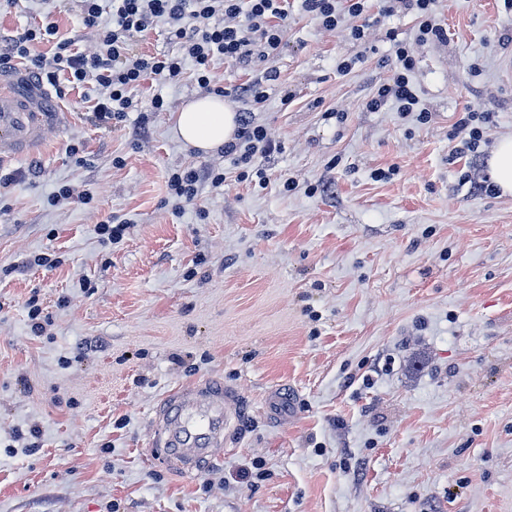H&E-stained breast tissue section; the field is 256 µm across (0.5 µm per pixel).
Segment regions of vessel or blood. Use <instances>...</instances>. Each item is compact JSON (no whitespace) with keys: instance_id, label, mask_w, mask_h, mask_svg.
I'll return each mask as SVG.
<instances>
[{"instance_id":"vessel-or-blood-1","label":"vessel or blood","mask_w":512,"mask_h":512,"mask_svg":"<svg viewBox=\"0 0 512 512\" xmlns=\"http://www.w3.org/2000/svg\"><path fill=\"white\" fill-rule=\"evenodd\" d=\"M66 117L50 90L28 71H0V159H18L45 145L48 130ZM239 413V399L222 379L173 389L152 412L151 460L181 478H197L223 459Z\"/></svg>"}]
</instances>
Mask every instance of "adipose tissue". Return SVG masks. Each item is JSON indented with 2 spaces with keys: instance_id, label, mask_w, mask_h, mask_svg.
<instances>
[{
  "instance_id": "obj_1",
  "label": "adipose tissue",
  "mask_w": 512,
  "mask_h": 512,
  "mask_svg": "<svg viewBox=\"0 0 512 512\" xmlns=\"http://www.w3.org/2000/svg\"><path fill=\"white\" fill-rule=\"evenodd\" d=\"M173 120L178 138L201 151L214 150L233 141L238 129L236 112L217 95L194 98L175 113Z\"/></svg>"
}]
</instances>
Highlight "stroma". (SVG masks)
I'll return each instance as SVG.
<instances>
[{"label": "stroma", "instance_id": "1", "mask_svg": "<svg viewBox=\"0 0 512 512\" xmlns=\"http://www.w3.org/2000/svg\"><path fill=\"white\" fill-rule=\"evenodd\" d=\"M289 2L277 80L232 104L279 146L265 184L176 137L188 72L148 76V117L115 125L95 120L94 83L65 88L67 122L0 162L17 175L0 193V512H512V196L481 188L512 135V10L437 0L448 38L424 44L372 0L359 43L356 18L327 29ZM49 21L94 51L77 0H0L2 36ZM398 42L429 123L366 108ZM467 107L492 115L477 154L450 135ZM207 167L224 187L168 198L169 173ZM109 217L120 243L97 232ZM38 254L54 266L26 267ZM211 376L238 425L186 481L147 462L149 415Z\"/></svg>", "mask_w": 512, "mask_h": 512}]
</instances>
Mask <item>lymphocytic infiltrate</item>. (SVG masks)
<instances>
[{
	"instance_id": "lymphocytic-infiltrate-1",
	"label": "lymphocytic infiltrate",
	"mask_w": 512,
	"mask_h": 512,
	"mask_svg": "<svg viewBox=\"0 0 512 512\" xmlns=\"http://www.w3.org/2000/svg\"><path fill=\"white\" fill-rule=\"evenodd\" d=\"M436 0H388L386 12L403 8L417 16L419 42H440L448 33L437 21L433 6ZM82 23L97 30L98 52L85 54L72 49L70 41L57 42L52 56L36 53L37 44L56 35L55 26L23 28L0 40V70L14 68L27 61L37 78L57 83L66 78L78 85L93 80L105 93L93 106L102 121H123L126 114L138 110L132 92L148 75L179 78L191 70L197 85L207 91L221 93L212 71L214 57L241 66L253 60L267 61L275 57L283 41V28L288 18V0H112V23H101L99 0H81ZM161 20L170 21L169 34L180 51L159 53L150 57L129 54L133 38ZM397 70L390 80L382 82L367 103L376 112L393 106L402 114L416 113L419 123H428L430 112L420 109L411 74L414 61L405 46L395 50ZM240 128L234 141L225 143L224 153L231 156L238 180L249 176L263 177L260 158L276 149L263 126L256 124L250 113L240 115ZM226 175L209 167L203 171H176L169 175L167 187L172 195L193 201L201 183L212 187L223 185Z\"/></svg>"
}]
</instances>
